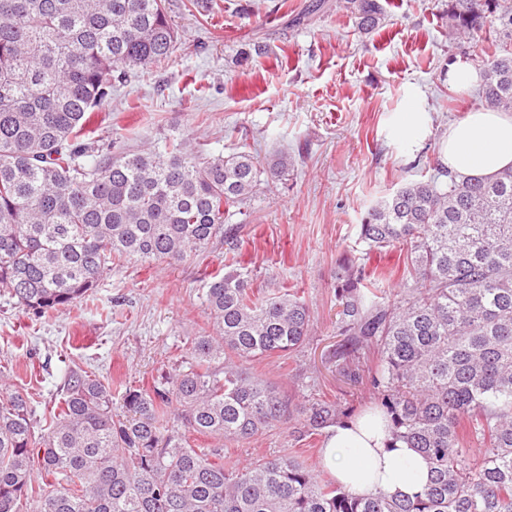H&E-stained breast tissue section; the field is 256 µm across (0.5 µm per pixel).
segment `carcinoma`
Segmentation results:
<instances>
[{
    "mask_svg": "<svg viewBox=\"0 0 512 512\" xmlns=\"http://www.w3.org/2000/svg\"><path fill=\"white\" fill-rule=\"evenodd\" d=\"M343 8L361 32L383 24L379 0ZM487 27L482 99L512 111V7L448 0V35ZM176 44L163 0H0V293L41 317L85 299L116 258L173 265L218 239L228 257L207 283L212 328L161 379L127 387L123 415L109 383L75 370L38 437L27 394L0 386V512H512V168L407 183L368 211V250L406 254L393 303L355 257L338 263L346 340L333 358L373 390L393 439L421 453V492L353 497L292 455L240 463L191 442L288 425L311 436L351 411L320 398L293 409L253 373L301 348L313 316L286 288L249 293L224 209L270 187L288 156L265 170L247 151L207 156L179 135L140 150L83 141L112 85ZM371 347L377 365L353 367Z\"/></svg>",
    "mask_w": 512,
    "mask_h": 512,
    "instance_id": "carcinoma-1",
    "label": "carcinoma"
}]
</instances>
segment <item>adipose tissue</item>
<instances>
[{"label":"adipose tissue","instance_id":"obj_1","mask_svg":"<svg viewBox=\"0 0 512 512\" xmlns=\"http://www.w3.org/2000/svg\"><path fill=\"white\" fill-rule=\"evenodd\" d=\"M431 133L422 98L407 99L390 128V137L413 151ZM439 159L449 172L491 177L512 167V113L479 109L449 125L439 144ZM323 467L353 496L384 492L412 496L427 484L429 471L416 449L393 440L382 412L366 411L332 425L320 448Z\"/></svg>","mask_w":512,"mask_h":512}]
</instances>
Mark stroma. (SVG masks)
Wrapping results in <instances>:
<instances>
[{"label":"stroma","mask_w":512,"mask_h":512,"mask_svg":"<svg viewBox=\"0 0 512 512\" xmlns=\"http://www.w3.org/2000/svg\"><path fill=\"white\" fill-rule=\"evenodd\" d=\"M380 2L386 21L364 34L340 0H165L178 35L172 59L114 86L89 118L102 143L145 148L176 128L207 154L291 158L272 190L230 208L224 222L240 229L253 291L288 288L312 309L306 343L255 367L294 405L327 398L358 412L374 406L372 391L331 360L340 342L336 261L364 258L382 288L398 282L403 252L366 251L359 226L398 188L435 175L449 124L482 105L478 91L462 97L448 83L452 63L481 68L489 47L477 41L465 53L450 39L448 0ZM412 92L425 100L432 134L408 155L388 127ZM223 268L217 241L175 265L121 261L85 300L42 318L2 295L0 370L27 389L41 429L77 368L109 382L122 408L126 386L170 371L210 326L207 276ZM321 442L280 429L225 451L239 459L288 452L318 472Z\"/></svg>","instance_id":"obj_1"}]
</instances>
